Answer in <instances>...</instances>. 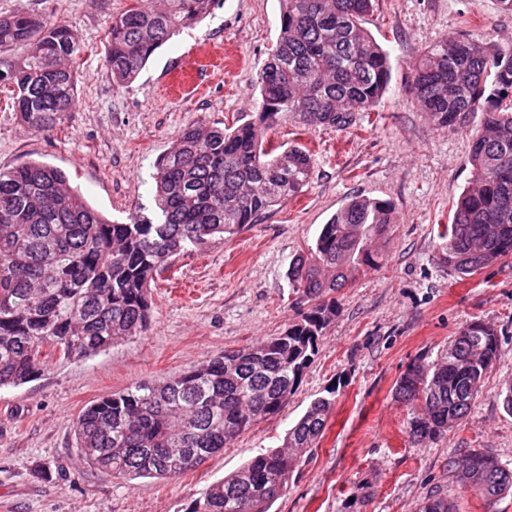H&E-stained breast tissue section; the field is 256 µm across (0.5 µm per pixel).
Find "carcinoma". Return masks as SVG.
<instances>
[{"label":"carcinoma","instance_id":"carcinoma-1","mask_svg":"<svg viewBox=\"0 0 512 512\" xmlns=\"http://www.w3.org/2000/svg\"><path fill=\"white\" fill-rule=\"evenodd\" d=\"M223 0H131L106 33L112 79H136L150 57ZM280 30L260 75L255 115L226 127H189L156 160V214L108 220L60 169L31 160L0 168V388L36 379L52 359L103 352L149 326L151 282L169 261L232 237L309 185L311 155L267 147L282 116L312 129L347 130L388 92L387 52L364 27L375 0H280ZM84 50L60 22L0 17V92L36 132L61 124L76 104ZM413 92L439 129L457 130L480 112L472 139L471 186L439 233L437 260L469 276L512 256V48L474 31L428 46L414 60ZM387 201L356 196L297 255L288 277L305 309L279 336L226 350L162 382L104 396L73 426L83 463L116 480L178 477L281 411L336 317L333 294L378 265L376 243L392 223ZM498 351L488 325L465 326L430 363L413 364L395 396L417 408L418 443L435 441L470 413ZM335 388L314 399L277 448L212 484L191 512H271L304 455L324 437ZM459 479L488 503L512 493V468L490 451L466 455ZM421 512H454L432 495Z\"/></svg>","mask_w":512,"mask_h":512}]
</instances>
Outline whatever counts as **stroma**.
Masks as SVG:
<instances>
[{"mask_svg":"<svg viewBox=\"0 0 512 512\" xmlns=\"http://www.w3.org/2000/svg\"><path fill=\"white\" fill-rule=\"evenodd\" d=\"M128 0H0V16L59 21L81 37L77 106L53 131H33L0 104V167L39 160L109 219L153 208L154 163L188 126H231L258 108L259 77L280 27L278 0H224L173 37L130 84L105 64V34ZM366 28L388 51L390 90L378 118L357 129H305L285 118L276 144L310 150L313 178L298 197L238 234L172 258L151 291L150 326L82 359L53 363L38 379L0 388V512H189L193 500L285 434L335 388L317 448L273 512H420L432 495L456 512H512V494L487 505L461 488L450 458L488 450L512 466V258L459 277L438 263V234L471 180L469 149L482 115L454 131L434 126L410 92V64L440 40L478 27L512 47V13L498 0H379ZM390 201L394 222L379 267L339 289L336 317L282 410L230 447L173 479L111 480L74 449L73 424L93 401L158 382L214 355L280 335L300 311L288 278L293 258L351 197ZM493 326L499 349L471 413L427 445L412 441L409 406L395 384L414 362L435 359L467 323Z\"/></svg>","mask_w":512,"mask_h":512,"instance_id":"obj_1","label":"stroma"}]
</instances>
